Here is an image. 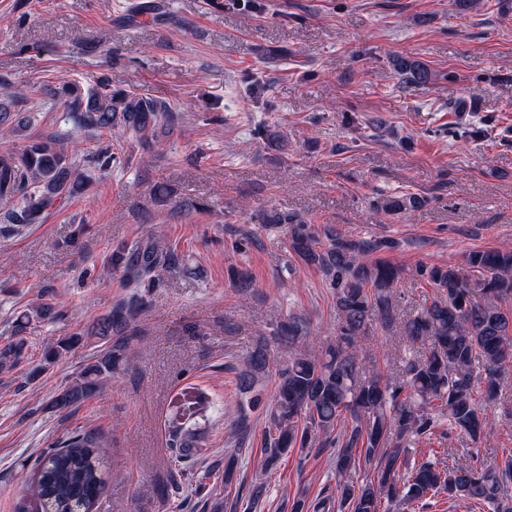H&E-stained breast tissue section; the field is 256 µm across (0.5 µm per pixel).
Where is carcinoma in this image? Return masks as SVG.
<instances>
[{
  "instance_id": "1",
  "label": "carcinoma",
  "mask_w": 512,
  "mask_h": 512,
  "mask_svg": "<svg viewBox=\"0 0 512 512\" xmlns=\"http://www.w3.org/2000/svg\"><path fill=\"white\" fill-rule=\"evenodd\" d=\"M393 67L412 84L423 85L432 78L431 70L417 59L399 57ZM46 96L68 113L74 127L109 135L119 129L146 153L160 148V134L172 133L178 123L170 106L143 94L114 91L104 81L92 87L76 81L54 88L41 82L20 86L12 98L0 102V136L20 141L0 154V201L11 204L12 223L19 226L41 223L56 204L86 194L92 183L66 148L71 133L34 137L29 130L37 121L36 107L15 109L18 101ZM92 162L108 170L122 167L128 159L107 144ZM268 223L287 226L290 249L319 269L336 290L340 328L336 344L320 357L298 352L278 368L267 349L259 347L247 358L248 371L238 375L241 389H252L256 373L273 370L277 376L273 404L267 408L266 465L275 466L291 449H309L314 436H331L337 424L349 418L350 429L329 441L336 447L340 476L338 512H383L384 499L411 505L440 491L450 498L490 505L494 512H512V499L505 494L512 482V458L499 465L475 455L462 466L444 468L427 461L408 468V447L432 434L442 420L448 421V430L473 440L485 429L486 417L475 391L483 383L486 400H495L501 374L512 368V249L471 251L461 266L422 267L419 275L436 289V296L421 312L398 323L393 288L401 271L384 260L370 259L393 248L392 241L345 237L329 229L320 232L313 224L281 215L270 217ZM177 264L175 250L162 249L150 238L119 247L109 258L111 269L144 292L156 286L160 271ZM467 268L483 275L481 287H473ZM146 304L142 294L44 349V362L51 365L81 345L107 344L54 392L50 409L66 413L99 394L116 364L128 359L127 332ZM59 316L50 298L17 316L11 335L18 340L0 348V370L18 364L32 327ZM397 323L417 350L392 378L368 367L360 339L378 325L390 329ZM199 438L190 430L180 433L179 456L190 458ZM105 447L104 437L96 431L72 432L54 442L36 459L29 478L30 504H20L21 512L31 504L33 512H91L109 477ZM362 462L370 474L354 481L351 473Z\"/></svg>"
}]
</instances>
